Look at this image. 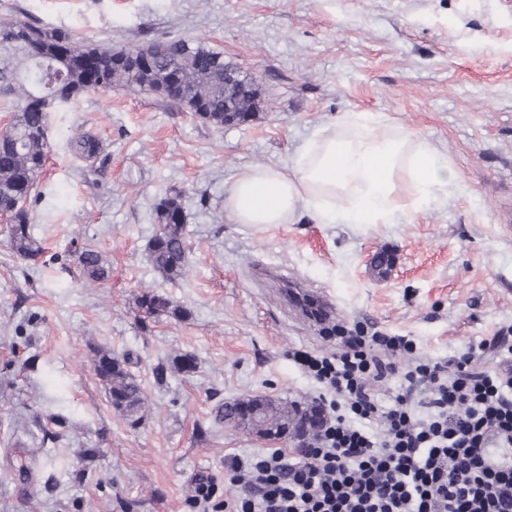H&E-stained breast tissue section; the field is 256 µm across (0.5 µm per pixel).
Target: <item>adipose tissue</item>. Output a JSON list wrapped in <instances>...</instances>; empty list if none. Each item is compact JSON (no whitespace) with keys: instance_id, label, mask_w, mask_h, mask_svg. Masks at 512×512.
I'll return each instance as SVG.
<instances>
[{"instance_id":"obj_1","label":"adipose tissue","mask_w":512,"mask_h":512,"mask_svg":"<svg viewBox=\"0 0 512 512\" xmlns=\"http://www.w3.org/2000/svg\"><path fill=\"white\" fill-rule=\"evenodd\" d=\"M460 189L434 144L382 118L349 113L314 132L288 168L243 172L224 206L240 224H392Z\"/></svg>"}]
</instances>
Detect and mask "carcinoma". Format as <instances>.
Returning <instances> with one entry per match:
<instances>
[{
	"mask_svg": "<svg viewBox=\"0 0 512 512\" xmlns=\"http://www.w3.org/2000/svg\"><path fill=\"white\" fill-rule=\"evenodd\" d=\"M2 43L7 47L0 50V100L15 116L0 134V215L7 218L12 248L23 259H34L40 252L31 234L27 202L51 153L49 113L89 92L127 86L162 96L216 127L224 126V53L190 38L169 39L160 50L151 46L117 49L87 42L62 29L18 22L0 29ZM132 51L148 58V64L136 68L127 64L125 57ZM233 105L236 122L244 123L258 110L259 100L238 95ZM67 145L71 155L85 164L86 172L101 171L96 163L102 143L95 134L76 133ZM154 220L158 230L148 245L149 261L164 277L179 279L190 266L180 196L163 198L155 207ZM76 263L88 283H102L110 277L105 260L91 247L77 252ZM138 308L143 323L162 314L183 317L180 306L154 292L143 293ZM92 368L114 410L129 418L140 414L146 404L145 390L125 368L124 360L100 349ZM242 405L258 407L259 422L243 420L239 414ZM213 418L276 438L281 429L299 419V409L257 396L219 403Z\"/></svg>",
	"mask_w": 512,
	"mask_h": 512,
	"instance_id": "cac0c4a2",
	"label": "carcinoma"
}]
</instances>
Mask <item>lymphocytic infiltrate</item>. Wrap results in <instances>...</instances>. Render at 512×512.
<instances>
[{
	"label": "lymphocytic infiltrate",
	"instance_id": "lymphocytic-infiltrate-1",
	"mask_svg": "<svg viewBox=\"0 0 512 512\" xmlns=\"http://www.w3.org/2000/svg\"><path fill=\"white\" fill-rule=\"evenodd\" d=\"M415 348L376 331L341 337L329 356L294 352L325 390L322 427L298 461L277 448L235 465L231 481L243 492L234 512H512V366H478L512 354V337L400 369ZM397 375L406 390L383 403L378 388ZM420 387L426 396L413 401ZM490 448L507 454L498 467L485 462Z\"/></svg>",
	"mask_w": 512,
	"mask_h": 512
}]
</instances>
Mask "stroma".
Here are the masks:
<instances>
[{"instance_id":"obj_1","label":"stroma","mask_w":512,"mask_h":512,"mask_svg":"<svg viewBox=\"0 0 512 512\" xmlns=\"http://www.w3.org/2000/svg\"><path fill=\"white\" fill-rule=\"evenodd\" d=\"M15 21L115 47L187 37L253 76L264 103L223 128L127 88L51 113L28 202L41 256L18 257L0 216V512H224L241 492L233 459L294 443L216 423L212 408L313 405L320 386L291 355L336 347L288 286L331 297L336 323L411 337L423 361L512 326V0H0V27ZM352 112L434 142L464 194L398 224L235 222L224 199L242 171L288 166L318 126ZM78 128L100 138L101 174L70 155ZM174 194L191 265L169 280L146 248L155 205ZM82 245L101 253L107 281H82ZM382 251L395 263L379 277ZM146 291L187 317L139 322ZM98 348L141 380L137 424L95 377ZM183 353L194 372L171 369ZM203 482L215 491L200 507Z\"/></svg>"}]
</instances>
